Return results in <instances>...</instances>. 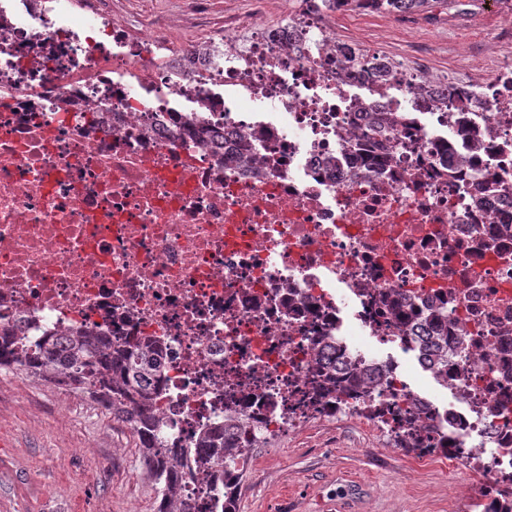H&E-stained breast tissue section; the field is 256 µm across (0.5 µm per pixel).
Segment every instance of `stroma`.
Listing matches in <instances>:
<instances>
[{
  "instance_id": "1",
  "label": "stroma",
  "mask_w": 512,
  "mask_h": 512,
  "mask_svg": "<svg viewBox=\"0 0 512 512\" xmlns=\"http://www.w3.org/2000/svg\"><path fill=\"white\" fill-rule=\"evenodd\" d=\"M122 22L167 15L174 27L200 20L220 25L245 15L253 0H207L205 16L185 0H104ZM410 27L380 10L339 29L345 39L412 62L426 48L427 75L443 82L472 56L468 75L486 81L495 57V29L512 21V6L497 0L478 13L477 0L432 4L411 14ZM252 466L237 489L236 512H477L484 481L459 475L449 463L393 448L386 437L351 420L312 419L293 434H273L249 453ZM157 488L132 430L112 419L89 394L0 371V512H126L139 504L155 512Z\"/></svg>"
}]
</instances>
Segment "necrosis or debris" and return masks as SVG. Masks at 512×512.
<instances>
[{
	"mask_svg": "<svg viewBox=\"0 0 512 512\" xmlns=\"http://www.w3.org/2000/svg\"><path fill=\"white\" fill-rule=\"evenodd\" d=\"M336 14L260 2L198 33L0 0V327L156 341L174 446L228 411L252 438L322 414L501 480L512 26L478 90L425 82L423 54L412 73L360 59ZM322 364L375 387L313 400Z\"/></svg>",
	"mask_w": 512,
	"mask_h": 512,
	"instance_id": "1",
	"label": "necrosis or debris"
}]
</instances>
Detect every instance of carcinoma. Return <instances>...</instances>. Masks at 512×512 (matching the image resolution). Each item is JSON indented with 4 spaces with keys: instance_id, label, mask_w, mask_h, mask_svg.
<instances>
[{
    "instance_id": "obj_1",
    "label": "carcinoma",
    "mask_w": 512,
    "mask_h": 512,
    "mask_svg": "<svg viewBox=\"0 0 512 512\" xmlns=\"http://www.w3.org/2000/svg\"><path fill=\"white\" fill-rule=\"evenodd\" d=\"M368 2L387 12H412L430 4V0ZM0 369L87 392L114 418L130 423L158 489L156 512H189L181 500V481L191 473L192 466L217 462L233 475V486L228 487L224 472L218 473L217 494L235 505L242 475L236 463L248 457L255 442L233 440V425L222 423L205 432L193 448L164 447L156 410V398L162 392L160 365L150 343L114 345L108 336L83 331L63 342L51 336H33L21 343L15 341L11 330L4 328L0 330Z\"/></svg>"
}]
</instances>
